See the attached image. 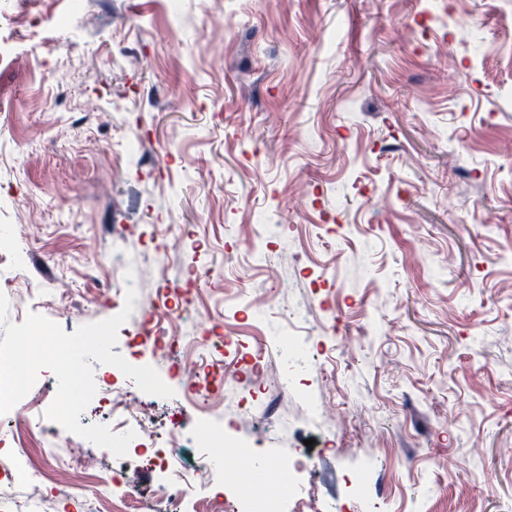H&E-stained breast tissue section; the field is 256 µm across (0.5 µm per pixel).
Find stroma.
Masks as SVG:
<instances>
[{
	"label": "stroma",
	"mask_w": 512,
	"mask_h": 512,
	"mask_svg": "<svg viewBox=\"0 0 512 512\" xmlns=\"http://www.w3.org/2000/svg\"><path fill=\"white\" fill-rule=\"evenodd\" d=\"M75 2L0 0V230L29 256L0 266L7 319L73 333L145 266L184 359L241 336L192 395L100 370L155 447L60 431L74 494L109 466L151 501L155 448L177 419L195 456L210 391L235 430L212 460L301 458L315 512H512V0ZM56 391L42 370L0 448Z\"/></svg>",
	"instance_id": "1"
}]
</instances>
